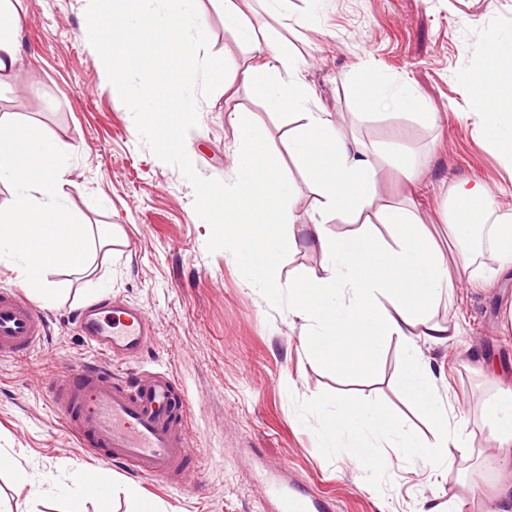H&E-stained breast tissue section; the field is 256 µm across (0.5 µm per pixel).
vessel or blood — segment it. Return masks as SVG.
Returning a JSON list of instances; mask_svg holds the SVG:
<instances>
[{
	"instance_id": "obj_1",
	"label": "vessel or blood",
	"mask_w": 512,
	"mask_h": 512,
	"mask_svg": "<svg viewBox=\"0 0 512 512\" xmlns=\"http://www.w3.org/2000/svg\"><path fill=\"white\" fill-rule=\"evenodd\" d=\"M75 321L87 341L116 364L140 360L151 344L144 310L112 297L81 309ZM45 315L19 289H0V358L23 357L41 344ZM50 407L80 444L105 462L176 488L201 471L187 427L189 399L165 371L117 374L92 362L70 365L46 383ZM268 512H336L335 504L269 470L259 486Z\"/></svg>"
}]
</instances>
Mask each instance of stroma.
Wrapping results in <instances>:
<instances>
[{
    "mask_svg": "<svg viewBox=\"0 0 512 512\" xmlns=\"http://www.w3.org/2000/svg\"><path fill=\"white\" fill-rule=\"evenodd\" d=\"M88 0H21L22 62L0 88V119L43 130L72 149L63 191L85 223L109 224L110 242H93L90 268H52L47 279L62 295L44 306L47 336L25 357L0 358V453L18 467L0 470V512H261L257 478L281 465L298 482L332 500L337 512H427L459 498L465 512H482L492 485L512 479V456L500 454L486 416L499 390L512 383V275L458 283L434 304L432 320L456 323L442 344L419 342L435 373V392L449 418L463 419L471 453L452 470L431 473L401 460L395 449L374 451L361 475L349 449L325 453L316 433L319 405L339 399L368 405L377 415L407 421L421 439L431 422L402 387V347L384 339L336 369L307 349L309 323L290 309L271 308L242 277L234 255L208 252L210 229L194 210V190L175 167L142 143L130 110L108 81L85 37ZM208 51L242 70L250 48L224 25L222 0H199ZM251 21L287 41L301 58L316 57L302 77L317 105L340 114L348 135L365 151L387 158L414 153L432 190L425 216L456 215L462 200L450 192L464 179L487 181L493 208L512 209V172L485 141L472 99L485 75L493 34L512 32V0H289L286 15L256 10ZM371 82L413 85L437 113L436 124L409 111L359 109V90ZM231 112L261 126L298 202L291 232L296 247L279 266L280 286L321 272L310 240L317 196L288 152L300 124L288 108L269 106L252 85L234 95L216 90L200 100L198 124L186 152L205 178L231 180L236 134ZM112 295L143 309L155 339L134 371H166L191 401L192 444L204 463L196 486L177 489L109 465L79 445L43 398L47 379L64 366L94 361L111 366L72 320L78 308ZM112 478V496L88 495L78 507L38 481L41 472Z\"/></svg>",
    "mask_w": 512,
    "mask_h": 512,
    "instance_id": "1",
    "label": "stroma"
}]
</instances>
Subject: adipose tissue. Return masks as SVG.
<instances>
[{"label":"adipose tissue","mask_w":512,"mask_h":512,"mask_svg":"<svg viewBox=\"0 0 512 512\" xmlns=\"http://www.w3.org/2000/svg\"><path fill=\"white\" fill-rule=\"evenodd\" d=\"M254 0H224V23L250 45L252 57L242 80L258 85L266 100L285 104L302 124L288 140L290 152L304 163L319 198L311 238L322 258V274L302 287L289 289L296 312L311 323L309 339L329 354L337 368H347L351 353L343 346L348 336L361 339V349L374 347L379 336H394L403 345V362L412 369V393L424 400L434 422L431 441L397 419H384L370 407L339 401L332 404L320 428L323 448L355 449L362 469L372 466L373 449L389 446L422 467L450 469L455 453L469 448L461 422H449L448 413L431 390L435 374L420 365L417 340L448 341L454 325L429 320L428 307L450 293L459 277L475 278L468 251L449 259L430 233L423 217L409 204L383 203L380 170L372 156L359 150L332 114L313 109L312 93L301 78L302 61L287 44L271 42L248 16ZM19 15L11 0H0V86L7 83L20 57L15 37ZM487 51L484 88L473 98L487 142L501 150L512 166V38L495 39ZM359 108L381 112L412 108L422 120L435 123L437 115L423 109L410 85L373 84L359 94ZM362 225L361 233L338 237L325 228L330 219ZM391 228V239L373 234L374 225Z\"/></svg>","instance_id":"obj_1"}]
</instances>
